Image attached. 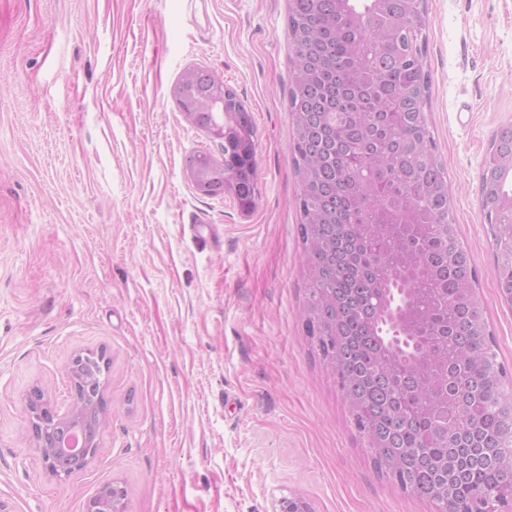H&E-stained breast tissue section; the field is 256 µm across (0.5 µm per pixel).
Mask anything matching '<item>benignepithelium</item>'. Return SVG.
I'll use <instances>...</instances> for the list:
<instances>
[{"label":"benign epithelium","mask_w":512,"mask_h":512,"mask_svg":"<svg viewBox=\"0 0 512 512\" xmlns=\"http://www.w3.org/2000/svg\"><path fill=\"white\" fill-rule=\"evenodd\" d=\"M200 70L190 68L180 76L179 91L186 104L179 105L188 122L224 140V119L241 110V103L223 78L209 74L205 91L191 95L198 88ZM224 165L205 154L195 156L185 165L184 173L195 191L203 196L224 193L213 178L212 169ZM402 328L412 331L417 322L410 300L396 310ZM106 360L101 352L75 356L67 372L72 402L58 410L39 386L32 387L24 398V409L35 448L48 474L59 482L68 481L84 470L98 448V431L106 412L101 378ZM85 512H126L125 490L112 482L100 487L88 501Z\"/></svg>","instance_id":"7a95c632"}]
</instances>
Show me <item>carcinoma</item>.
<instances>
[{
  "instance_id": "cac0c4a2",
  "label": "carcinoma",
  "mask_w": 512,
  "mask_h": 512,
  "mask_svg": "<svg viewBox=\"0 0 512 512\" xmlns=\"http://www.w3.org/2000/svg\"><path fill=\"white\" fill-rule=\"evenodd\" d=\"M423 17L405 0H289L292 40L289 111L294 164L302 184L300 235L309 275L305 331L322 360L338 365L345 400L363 436H377L376 469L419 498L437 491L439 512L461 504L485 512L496 488L512 482V411L500 386L474 358L496 362L493 336L462 291L476 281L466 250L448 257L457 238L448 209L447 173L437 155L425 107ZM256 136L240 112L224 135V169L236 173V195L254 202V155L241 136ZM512 129L500 128L479 181L483 220L497 243L512 221L497 200L512 195ZM499 287L512 291V260L498 263ZM418 317L411 334L389 316L405 289ZM394 371H381L386 356ZM413 452L388 467L381 453Z\"/></svg>"
}]
</instances>
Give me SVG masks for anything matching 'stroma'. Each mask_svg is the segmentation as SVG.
I'll list each match as a JSON object with an SVG mask.
<instances>
[{"label": "stroma", "mask_w": 512, "mask_h": 512, "mask_svg": "<svg viewBox=\"0 0 512 512\" xmlns=\"http://www.w3.org/2000/svg\"><path fill=\"white\" fill-rule=\"evenodd\" d=\"M427 117L473 295L512 390V304L478 187L512 121V0H425ZM288 0H0V512H437L379 474L304 330L308 275L288 110ZM220 75L257 130L250 210L198 195L221 151L171 89ZM104 352L91 463L49 477L23 396L70 403L74 355ZM125 490L116 482L100 487L88 501L85 512H126Z\"/></svg>", "instance_id": "1"}]
</instances>
